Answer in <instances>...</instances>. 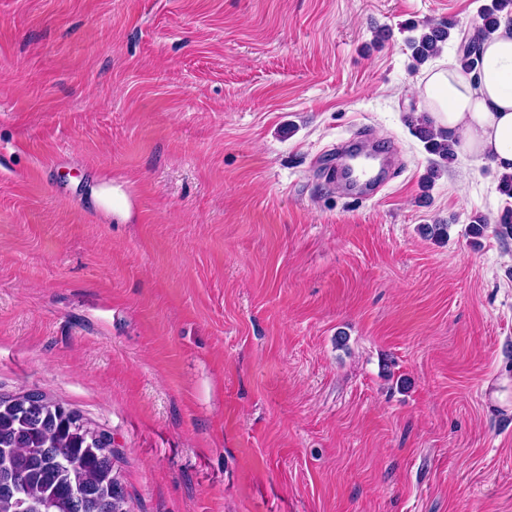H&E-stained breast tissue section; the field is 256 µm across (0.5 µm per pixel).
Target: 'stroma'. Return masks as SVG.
Returning a JSON list of instances; mask_svg holds the SVG:
<instances>
[{
    "label": "stroma",
    "instance_id": "1",
    "mask_svg": "<svg viewBox=\"0 0 512 512\" xmlns=\"http://www.w3.org/2000/svg\"><path fill=\"white\" fill-rule=\"evenodd\" d=\"M485 2L0 0V393L110 433L132 512H512V240L469 233L512 199L409 124V24L456 59ZM341 168L344 171L346 181L353 188L361 191H366L370 188L369 190L373 191L380 187L376 175L373 174L372 170L369 171L364 166L355 168L354 164L346 163ZM92 205L116 224H125L131 217V203L121 185L112 183V179H102L90 189Z\"/></svg>",
    "mask_w": 512,
    "mask_h": 512
}]
</instances>
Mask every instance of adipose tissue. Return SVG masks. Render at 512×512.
Wrapping results in <instances>:
<instances>
[{
  "instance_id": "1",
  "label": "adipose tissue",
  "mask_w": 512,
  "mask_h": 512,
  "mask_svg": "<svg viewBox=\"0 0 512 512\" xmlns=\"http://www.w3.org/2000/svg\"><path fill=\"white\" fill-rule=\"evenodd\" d=\"M480 66L469 77L461 64L442 63L427 72L423 93L437 132L456 144V153L486 161L512 175V20L480 41ZM92 205L119 224L131 216L121 186L104 179L90 189Z\"/></svg>"
}]
</instances>
